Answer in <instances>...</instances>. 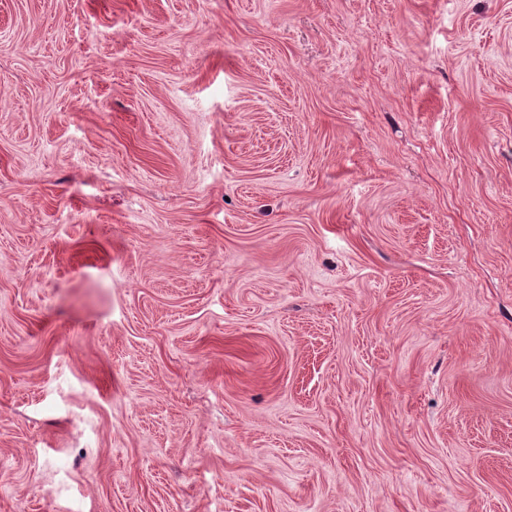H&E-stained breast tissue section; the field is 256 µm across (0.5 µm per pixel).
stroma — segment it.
<instances>
[{
  "label": "stroma",
  "instance_id": "1",
  "mask_svg": "<svg viewBox=\"0 0 512 512\" xmlns=\"http://www.w3.org/2000/svg\"><path fill=\"white\" fill-rule=\"evenodd\" d=\"M0 512H512V0H0Z\"/></svg>",
  "mask_w": 512,
  "mask_h": 512
}]
</instances>
